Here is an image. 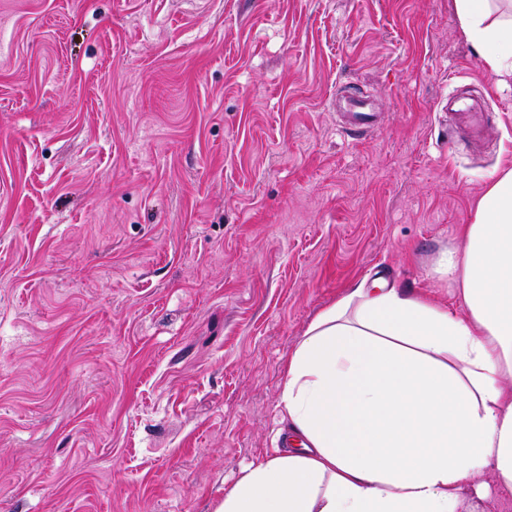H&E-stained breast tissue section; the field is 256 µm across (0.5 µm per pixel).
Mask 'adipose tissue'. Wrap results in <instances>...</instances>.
Instances as JSON below:
<instances>
[{"label": "adipose tissue", "instance_id": "ef3b65f1", "mask_svg": "<svg viewBox=\"0 0 512 512\" xmlns=\"http://www.w3.org/2000/svg\"><path fill=\"white\" fill-rule=\"evenodd\" d=\"M462 29L512 77V12L454 0ZM442 272L459 308L358 285L289 352L292 445L241 470L213 512H458L475 478L512 494V168L492 175Z\"/></svg>", "mask_w": 512, "mask_h": 512}]
</instances>
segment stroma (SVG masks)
I'll list each match as a JSON object with an SVG mask.
<instances>
[{
	"label": "stroma",
	"mask_w": 512,
	"mask_h": 512,
	"mask_svg": "<svg viewBox=\"0 0 512 512\" xmlns=\"http://www.w3.org/2000/svg\"><path fill=\"white\" fill-rule=\"evenodd\" d=\"M504 167L512 79L454 0H0V512H211L322 308L455 304ZM448 112H458L452 117L464 128V131L470 136L477 137L481 135V130L476 123L477 112H469L467 107H461L459 100L448 97ZM451 117V118H452ZM349 113L347 125L351 130L369 132L377 126L376 115L364 112V104L359 100H348Z\"/></svg>",
	"instance_id": "obj_1"
}]
</instances>
